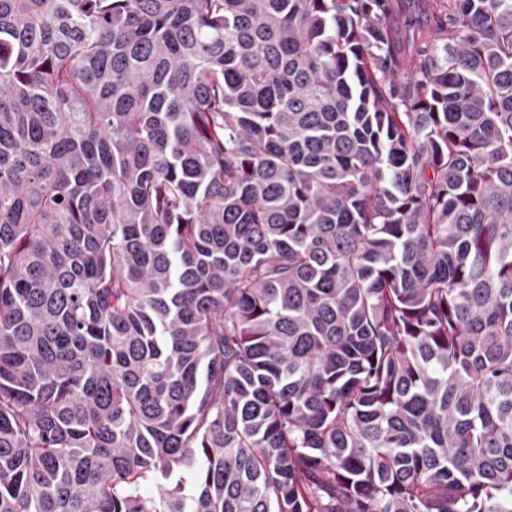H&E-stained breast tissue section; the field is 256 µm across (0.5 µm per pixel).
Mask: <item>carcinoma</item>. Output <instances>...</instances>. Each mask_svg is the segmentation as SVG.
Returning <instances> with one entry per match:
<instances>
[{"label": "carcinoma", "instance_id": "carcinoma-1", "mask_svg": "<svg viewBox=\"0 0 512 512\" xmlns=\"http://www.w3.org/2000/svg\"><path fill=\"white\" fill-rule=\"evenodd\" d=\"M0 512H512V0H0Z\"/></svg>", "mask_w": 512, "mask_h": 512}]
</instances>
